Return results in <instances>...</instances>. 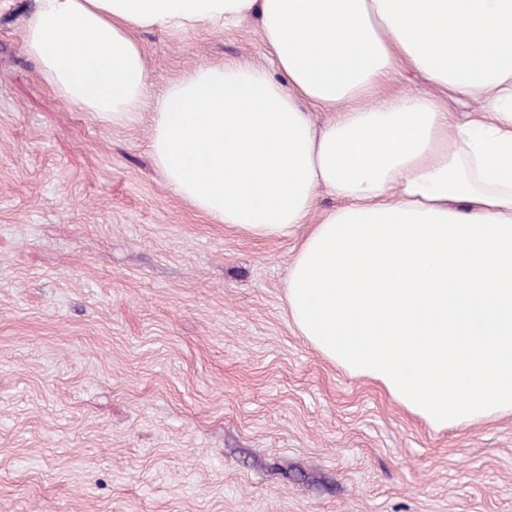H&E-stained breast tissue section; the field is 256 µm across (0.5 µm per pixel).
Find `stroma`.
I'll use <instances>...</instances> for the list:
<instances>
[{
	"label": "stroma",
	"instance_id": "obj_1",
	"mask_svg": "<svg viewBox=\"0 0 512 512\" xmlns=\"http://www.w3.org/2000/svg\"><path fill=\"white\" fill-rule=\"evenodd\" d=\"M0 0V512H512V417L437 431L294 325L308 225L255 238L195 210L128 127L27 55ZM149 93L266 63L255 20L142 30ZM386 96L476 101L398 68Z\"/></svg>",
	"mask_w": 512,
	"mask_h": 512
}]
</instances>
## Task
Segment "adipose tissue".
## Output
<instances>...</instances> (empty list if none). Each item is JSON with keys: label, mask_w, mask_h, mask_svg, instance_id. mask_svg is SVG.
<instances>
[{"label": "adipose tissue", "mask_w": 512, "mask_h": 512, "mask_svg": "<svg viewBox=\"0 0 512 512\" xmlns=\"http://www.w3.org/2000/svg\"><path fill=\"white\" fill-rule=\"evenodd\" d=\"M246 18L271 68L200 66L156 101L166 185L257 238L306 223L317 189L343 199L291 267L302 336L435 429L512 415V0H37L24 43L58 95L124 126L148 93L135 31ZM401 66L480 112L380 96Z\"/></svg>", "instance_id": "1"}]
</instances>
